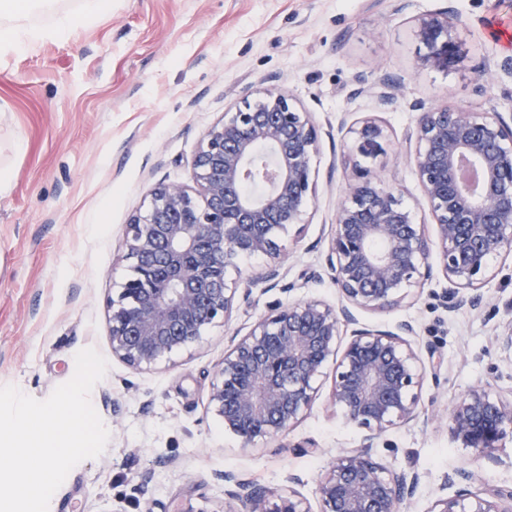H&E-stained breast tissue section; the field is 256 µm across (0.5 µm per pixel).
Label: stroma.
<instances>
[{"mask_svg":"<svg viewBox=\"0 0 512 512\" xmlns=\"http://www.w3.org/2000/svg\"><path fill=\"white\" fill-rule=\"evenodd\" d=\"M446 12L458 25L463 60L447 72L418 66L416 20ZM512 0H112L61 41L0 59V386L43 400L70 380L74 357L96 348L109 364L91 402L110 432L102 455L75 466L54 493L53 512H222L227 471L278 490L288 473L317 505V479L332 454L361 445L360 429L318 399L286 447H242L212 413L208 397L230 340L268 306L314 296L338 304L321 272L345 183L348 130L372 117L391 142L376 168L417 209L422 193L405 141L416 105H462L512 117V79L479 87L476 70L512 60ZM400 82L384 101L378 85ZM282 87L319 128L316 193L300 236L288 237L292 292L250 285L267 257L241 259L226 276L251 288L229 322L209 330L193 354L135 370L112 354L107 299L131 274L124 228L160 181L192 185V159L208 130L245 92ZM480 307L446 312V283L361 323L416 324L419 347L443 359L422 402L442 411L474 386L512 394V359L495 343L512 330V257L496 262ZM311 442L319 454L295 446ZM377 462L418 472L409 512L454 494L448 476L474 472L475 489L512 488V439L496 461L455 442L445 426L389 431L369 451Z\"/></svg>","mask_w":512,"mask_h":512,"instance_id":"1","label":"stroma"}]
</instances>
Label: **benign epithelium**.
Returning a JSON list of instances; mask_svg holds the SVG:
<instances>
[{
	"label": "benign epithelium",
	"mask_w": 512,
	"mask_h": 512,
	"mask_svg": "<svg viewBox=\"0 0 512 512\" xmlns=\"http://www.w3.org/2000/svg\"><path fill=\"white\" fill-rule=\"evenodd\" d=\"M415 34L423 47L419 67L450 70L461 61L448 14L418 18ZM350 133L354 177L326 257L344 304L307 297L269 307L224 352L209 404L243 446L272 442L297 427L333 368L330 401L364 435L361 449L337 453L321 475L318 512H404L418 474L384 466L364 449L395 428L439 421L422 407L421 393L426 379L439 381L442 359L430 346L423 352L412 345V323L362 325L354 311L394 308L439 276L448 283L446 311L481 304L494 260L512 255V124L465 106L418 113L407 141L429 225L374 166L389 146L383 127L366 118ZM318 150L311 113L283 88L249 92L224 113L192 161L195 187L158 182L146 208L125 225L135 276L107 301L112 355L142 370L199 346L238 297L218 267L266 256L271 263L261 279L276 287L284 277V237L305 225L316 193ZM250 182L264 191L247 193ZM447 423L455 440L492 459L512 437V398L472 387L451 405ZM223 479L224 512H310L292 487L300 483L295 476L279 492L233 473ZM430 512H512V488H460L436 499Z\"/></svg>",
	"instance_id": "benign-epithelium-1"
}]
</instances>
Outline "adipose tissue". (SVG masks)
<instances>
[{
  "mask_svg": "<svg viewBox=\"0 0 512 512\" xmlns=\"http://www.w3.org/2000/svg\"><path fill=\"white\" fill-rule=\"evenodd\" d=\"M111 7L112 0H0V58L60 39L75 21Z\"/></svg>",
  "mask_w": 512,
  "mask_h": 512,
  "instance_id": "adipose-tissue-1",
  "label": "adipose tissue"
}]
</instances>
